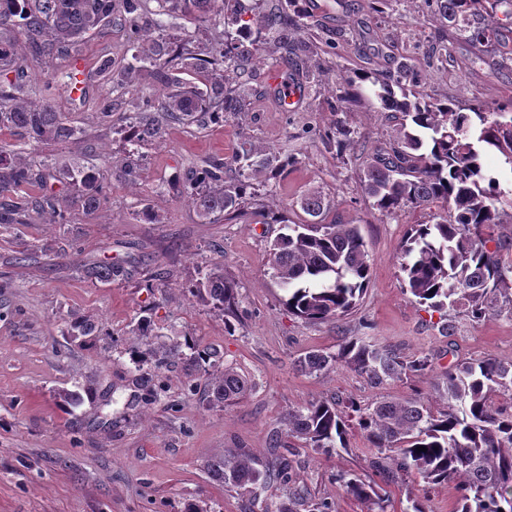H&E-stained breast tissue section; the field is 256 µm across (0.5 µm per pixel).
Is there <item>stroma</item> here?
I'll return each mask as SVG.
<instances>
[{
  "mask_svg": "<svg viewBox=\"0 0 512 512\" xmlns=\"http://www.w3.org/2000/svg\"><path fill=\"white\" fill-rule=\"evenodd\" d=\"M304 28L307 63L284 64L275 34L264 33L244 62L249 109L216 122L167 121L160 144L130 141L117 118L141 111L160 84L152 72H129L143 41L123 7L85 39L43 58L41 95L80 129L79 139L37 144L6 134L26 158L77 156L95 164L105 186L92 215L72 210L66 224L36 214L27 223L0 228V512H261L265 500L293 489L328 500L333 512H367L365 504L338 494L337 473L371 476L375 450L359 431L347 449L284 448L273 442L288 412L317 399L353 395L370 404L383 395L417 396L439 407L428 377L373 387L347 366L318 375L297 361L312 350L336 352L352 336L398 348L404 355H432L436 370L481 356L512 361V311L480 322L460 312H438L406 292L396 256L414 224H433L440 205L387 215L372 208L364 171L376 146L394 141L401 116L362 103L340 102L342 77L393 70L403 62L421 76L418 93L462 106L494 111L512 104V59L487 63L482 51L447 34V22L423 0H294ZM78 68L84 93L72 97L54 74ZM300 83L304 99L282 111L268 83L269 70ZM111 118H104V111ZM346 147H339V140ZM250 142L268 169L251 177L245 216L211 224L177 191L189 167L225 161ZM139 162V176L118 175L125 158ZM324 199L323 223L359 225L371 256V280L356 311L321 323L301 320L279 303L268 246L285 225L305 222L301 199ZM150 216H143V209ZM64 239L71 255L42 253L43 243ZM29 252L24 266L14 257ZM131 268L124 280L101 283L79 272L86 261ZM220 263L238 290L236 314L219 315L189 293L207 265ZM93 320L100 335L71 338L66 324ZM148 318V335L137 324ZM175 344L182 361L155 369L158 344ZM207 354L250 379L252 392L230 406L204 402V380L192 361ZM158 391L144 405L142 379ZM244 450L268 462L281 454L291 483L271 484L260 500L224 486L208 472V460ZM419 493L425 512H452L451 485L422 481L381 483L386 512H405L408 493Z\"/></svg>",
  "mask_w": 512,
  "mask_h": 512,
  "instance_id": "stroma-1",
  "label": "stroma"
}]
</instances>
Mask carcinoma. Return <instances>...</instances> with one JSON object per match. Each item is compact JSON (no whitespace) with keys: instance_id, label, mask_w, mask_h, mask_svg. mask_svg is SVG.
Masks as SVG:
<instances>
[{"instance_id":"obj_1","label":"carcinoma","mask_w":512,"mask_h":512,"mask_svg":"<svg viewBox=\"0 0 512 512\" xmlns=\"http://www.w3.org/2000/svg\"><path fill=\"white\" fill-rule=\"evenodd\" d=\"M215 0H164L165 15L175 11L195 15L209 25L222 20L237 26L234 47L210 60H193L182 44L173 47L166 37L169 24L153 19L148 28L158 32L134 55L128 70L152 67L163 78L164 88L146 101V109L165 112L178 121L236 117L247 109L240 89L229 85L226 60L244 56L245 42H255L265 30L277 32L279 44L295 55L305 49L292 39L303 28L299 17L281 8L258 19L245 20L236 8L226 16L214 10ZM448 20V29L465 36L480 48L494 46L512 54V41L503 31L512 24V0H426ZM112 20V0H0V77L16 73L15 81L0 83V132L16 130L36 143H66L78 129L51 102L37 96L42 73L17 55L11 36L17 29L39 55L66 43L81 40ZM206 87L172 77L175 62ZM418 80L414 68L402 64L378 74L371 81L380 109L401 114L400 133L393 143L375 149L368 163L364 186L379 211L392 214L407 206L433 203L446 209L434 224H416L407 232L398 262L405 288L421 304L443 310L461 308L479 321L512 310V212L499 207L505 192L488 176L483 157L494 152L512 166V105L492 113L480 106L466 109L452 102L431 101L407 93ZM129 139L137 143L160 142L163 127L145 112H137L126 125ZM253 149L240 144L227 161L206 169H190L179 189L211 223L239 210L250 187V175L224 178V169L251 157ZM54 179L64 191L47 189ZM103 184L94 164H36L22 158L11 145L0 143V227L27 223L30 213L45 216L50 224L68 223V211L78 207L98 210ZM311 217L323 214L317 192L301 200ZM508 230V239L492 235L495 227ZM288 232L272 243L269 264L272 278L285 291L282 305L309 321H328L351 313L367 289L371 258L356 224H289ZM494 247H489V244ZM81 274L90 280L112 282L132 275L121 265L87 262ZM211 309L220 313L236 305L237 288L224 275L222 265L207 269L195 288ZM72 336H95L98 325L90 319L70 322ZM343 363L379 387L387 380L424 376L432 371L427 355L407 357L399 351L351 337L335 353L313 350L298 361L300 370L318 374ZM206 378L204 400L229 406L245 398L250 380L233 366L222 368L198 357ZM445 406L432 413L419 398H383L363 407L356 399L341 402L313 400L288 412L286 437L290 448L325 451L346 447L349 422L354 420L377 453L370 467L395 482L403 476L428 485L452 484L456 491L454 512H512V362L483 357L460 361L444 371L435 383ZM506 400L495 402L493 396ZM423 446L427 451L419 452ZM209 472L247 492L257 486L289 479L288 465L256 467L245 453L223 455L208 466ZM338 491L367 506L383 508L375 486L360 475H336Z\"/></svg>"}]
</instances>
